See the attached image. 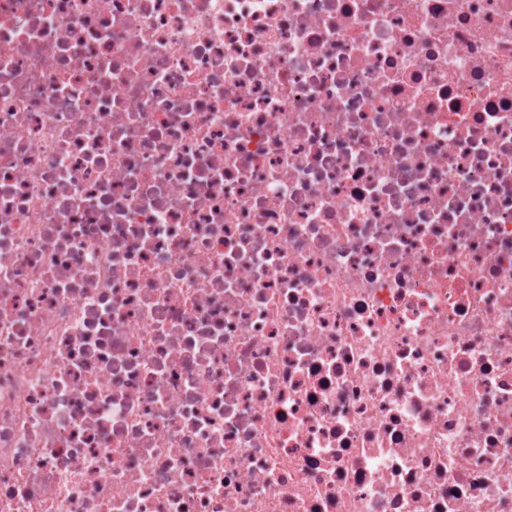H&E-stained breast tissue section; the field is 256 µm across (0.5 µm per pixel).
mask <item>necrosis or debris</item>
<instances>
[{
    "label": "necrosis or debris",
    "mask_w": 512,
    "mask_h": 512,
    "mask_svg": "<svg viewBox=\"0 0 512 512\" xmlns=\"http://www.w3.org/2000/svg\"><path fill=\"white\" fill-rule=\"evenodd\" d=\"M0 512H512V0H0Z\"/></svg>",
    "instance_id": "1"
}]
</instances>
